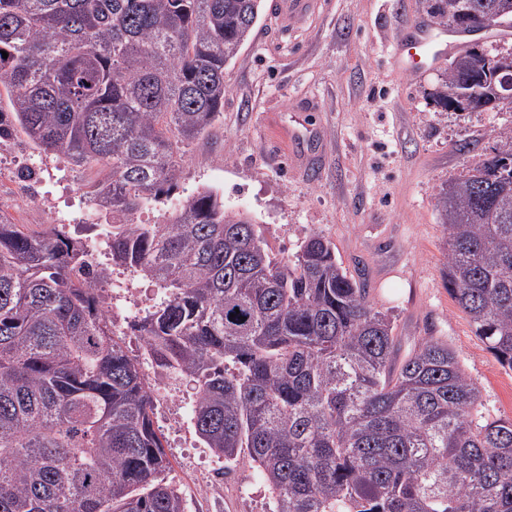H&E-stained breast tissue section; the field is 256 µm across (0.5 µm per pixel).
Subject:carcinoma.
<instances>
[{
  "mask_svg": "<svg viewBox=\"0 0 512 512\" xmlns=\"http://www.w3.org/2000/svg\"><path fill=\"white\" fill-rule=\"evenodd\" d=\"M261 0H0V140L102 177L112 263L162 290L131 329L148 359L195 383V427L226 463L244 455L274 512H512V419L489 420L448 342L404 357L395 322L306 238L278 260L244 213L205 190L168 222L135 215L178 188L184 146L224 112V66ZM436 25L512 26V0H419ZM475 47L454 55L437 107L470 90ZM493 104L512 110V73ZM437 207L444 284L512 371V129ZM87 247L63 228L0 216V512H185L137 358L112 329Z\"/></svg>",
  "mask_w": 512,
  "mask_h": 512,
  "instance_id": "cac0c4a2",
  "label": "carcinoma"
}]
</instances>
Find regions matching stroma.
Wrapping results in <instances>:
<instances>
[{"instance_id":"35a3bbf8","label":"stroma","mask_w":512,"mask_h":512,"mask_svg":"<svg viewBox=\"0 0 512 512\" xmlns=\"http://www.w3.org/2000/svg\"><path fill=\"white\" fill-rule=\"evenodd\" d=\"M262 0L257 25L226 65L224 116L186 149L179 189L139 221L162 224L192 196L217 192L226 209L247 213L271 252L294 260L312 234L328 237L336 256L366 280L372 298L392 312L401 353L433 336L448 341L478 384L482 413L512 419V371L474 335L442 279L445 248L436 206L442 186L462 178L499 146L511 112H439L430 95L441 67L416 75L393 71L392 43L420 16L419 0H332L328 10L280 31ZM317 111L299 116L306 101ZM305 119L319 145L314 173L303 172L278 132ZM33 179L21 177L23 169ZM93 167H76L41 152L23 132L0 142V215L39 231L65 225L88 248L100 246L102 216L80 224ZM26 207H18L19 196ZM131 307H119L116 329L127 335L159 296L124 272ZM154 425L171 462L164 477L185 512H272V498L248 458L225 466L195 430L194 389L178 373L150 376Z\"/></svg>"}]
</instances>
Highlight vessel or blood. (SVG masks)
Returning a JSON list of instances; mask_svg holds the SVG:
<instances>
[{"mask_svg": "<svg viewBox=\"0 0 512 512\" xmlns=\"http://www.w3.org/2000/svg\"><path fill=\"white\" fill-rule=\"evenodd\" d=\"M317 7L316 0H274L270 20L277 26L306 18ZM471 43L468 32L434 25L418 19L397 36L390 62L394 69L411 73L423 66H433L459 53Z\"/></svg>", "mask_w": 512, "mask_h": 512, "instance_id": "b4317fda", "label": "vessel or blood"}]
</instances>
